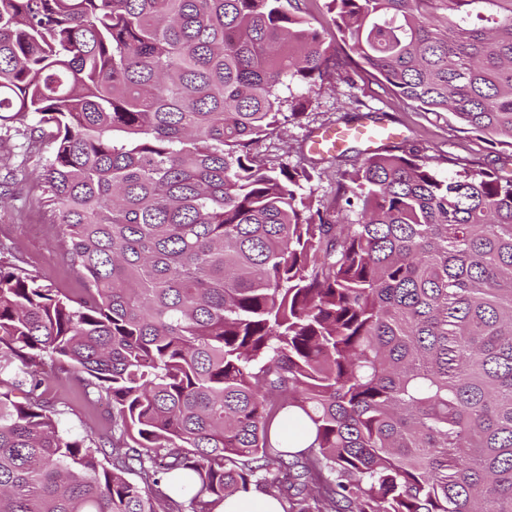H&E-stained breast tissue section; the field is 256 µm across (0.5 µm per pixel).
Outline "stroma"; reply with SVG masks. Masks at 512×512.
I'll list each match as a JSON object with an SVG mask.
<instances>
[{
  "instance_id": "stroma-1",
  "label": "stroma",
  "mask_w": 512,
  "mask_h": 512,
  "mask_svg": "<svg viewBox=\"0 0 512 512\" xmlns=\"http://www.w3.org/2000/svg\"><path fill=\"white\" fill-rule=\"evenodd\" d=\"M354 97L398 132L396 147L414 152L435 171L451 175L474 167L504 178L512 176V148L491 144L487 136L470 132L452 113L418 110L369 76L352 89L331 79L318 83L310 92L302 123H288L277 136L257 147L260 154L288 159L293 166L313 164L314 178L308 185L313 201L333 205L345 173L363 157L364 147L359 143L338 158L311 149V134L341 123ZM44 158V152H33L23 177L10 184L16 201L0 209V246L42 283L76 295L83 283L66 259L60 227L54 222L53 198L39 178ZM55 388L69 406L64 429L80 435L104 432L110 411L106 401H86L79 384L65 375L56 381Z\"/></svg>"
}]
</instances>
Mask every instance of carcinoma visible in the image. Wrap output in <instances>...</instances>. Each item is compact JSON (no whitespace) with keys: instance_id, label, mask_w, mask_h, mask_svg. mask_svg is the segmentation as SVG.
<instances>
[{"instance_id":"cac0c4a2","label":"carcinoma","mask_w":512,"mask_h":512,"mask_svg":"<svg viewBox=\"0 0 512 512\" xmlns=\"http://www.w3.org/2000/svg\"><path fill=\"white\" fill-rule=\"evenodd\" d=\"M298 2L0 0V129L48 138L85 282L0 260V512H512V179L377 152L336 224L255 153L363 75L512 147V0ZM55 389L61 401L70 407L63 420L64 429L80 435L104 432L110 411L105 400L89 403L83 398L79 384L67 375H60ZM221 512H282L277 499L263 493H237L224 501Z\"/></svg>"}]
</instances>
